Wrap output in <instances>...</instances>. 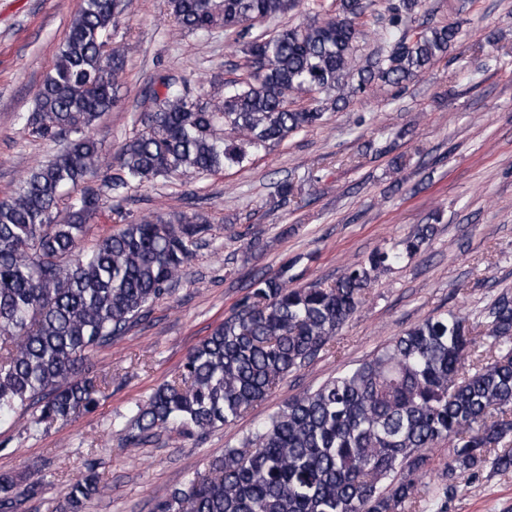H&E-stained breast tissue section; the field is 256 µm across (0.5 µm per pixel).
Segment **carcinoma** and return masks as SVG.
I'll return each instance as SVG.
<instances>
[{
    "label": "carcinoma",
    "instance_id": "cac0c4a2",
    "mask_svg": "<svg viewBox=\"0 0 512 512\" xmlns=\"http://www.w3.org/2000/svg\"><path fill=\"white\" fill-rule=\"evenodd\" d=\"M298 0H169L189 31L222 26L234 36L246 78L207 99L191 88L154 93L143 129L108 161L97 134L117 102L125 53L105 51L126 0H83L52 71L22 116L28 135L64 148L33 168L0 201V418L27 430L66 423L96 408L102 386L82 375L96 347L123 335L169 295L208 231L201 217L134 216L124 191L188 173L241 167L289 135L322 124L318 96L333 103L375 85L402 88L458 41L460 25L419 22L423 0H390L379 48L351 61L366 0H336L331 17L255 35ZM357 71V83L349 82ZM311 96L315 105L290 107ZM107 166L109 174L92 182ZM71 201L54 212L64 191ZM120 228L91 249L87 222L103 199ZM435 232L423 224L390 248L348 264L331 282L292 288L289 267L253 279L218 327L186 355L180 372L136 406L133 446L175 429L205 435L264 401L314 360L360 307L375 273L421 252ZM451 448L434 476L431 454ZM65 490L60 512H84L101 495L96 469ZM512 471V293L468 313L450 310L394 337L371 358L313 391L288 398L240 445L157 498L152 512H447L458 474ZM431 488L422 491V478ZM39 484L19 489L0 474V512H18Z\"/></svg>",
    "mask_w": 512,
    "mask_h": 512
}]
</instances>
